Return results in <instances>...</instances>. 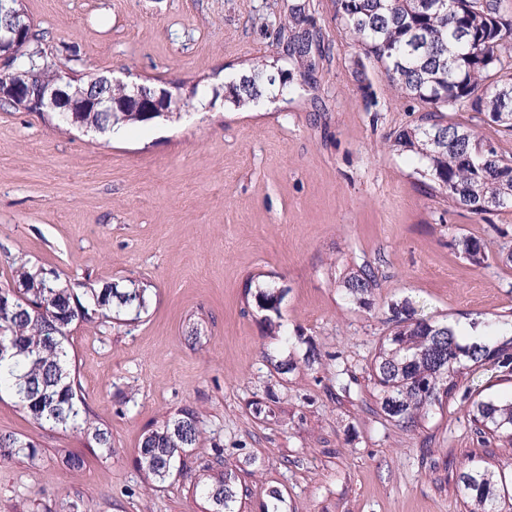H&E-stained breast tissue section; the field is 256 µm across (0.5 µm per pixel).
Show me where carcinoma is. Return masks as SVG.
Returning <instances> with one entry per match:
<instances>
[{
	"mask_svg": "<svg viewBox=\"0 0 512 512\" xmlns=\"http://www.w3.org/2000/svg\"><path fill=\"white\" fill-rule=\"evenodd\" d=\"M305 6L289 7L288 23L276 33L282 54L313 70L317 35L303 28ZM336 19L353 46L380 63L392 83L408 97L427 107L421 122L400 131L395 146L425 162L438 189L453 205L473 215L512 207V156L501 154L475 130L452 121L451 112L474 111L512 131V21L503 19L493 0H336ZM12 70L0 73V84H49L66 73L41 47V36L27 25L23 40L13 50ZM275 77L254 68L227 86L228 98L238 107L255 102L260 85ZM116 110L95 112L85 105L68 113L66 125L112 131L130 123L168 119L169 112H137L124 105L123 91L111 86ZM475 158L471 165L462 157ZM455 246L473 264L485 260L483 244L462 237ZM17 287H0V337L6 349L0 357V390L13 395L34 420L63 431L76 430L112 452L109 431L95 424L69 364L68 329L94 319L136 322L146 309L148 285L129 279L123 285L86 287V302L75 297L59 277L37 278L16 271ZM352 302L367 306L377 287L375 269L365 265L341 281ZM259 306L270 312L269 324L280 317L283 291L261 288ZM390 333L381 342L371 365L381 410L389 418L414 427L430 409L455 395L473 368L494 361L512 365V337L492 348L463 345L457 328L433 321L408 300L387 305ZM473 421L478 432L512 443V400H474ZM199 437L195 413L184 409L147 431L137 448L136 464L149 477L164 482L185 476L177 466ZM37 450L10 434L0 435V463ZM206 467L190 481L210 505V512H239L236 476ZM458 481L470 495L472 512H494L497 485L487 470L471 469Z\"/></svg>",
	"mask_w": 512,
	"mask_h": 512,
	"instance_id": "cac0c4a2",
	"label": "carcinoma"
}]
</instances>
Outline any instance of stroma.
<instances>
[{"label": "stroma", "mask_w": 512, "mask_h": 512, "mask_svg": "<svg viewBox=\"0 0 512 512\" xmlns=\"http://www.w3.org/2000/svg\"><path fill=\"white\" fill-rule=\"evenodd\" d=\"M296 1L321 39L309 73L274 41ZM23 8L72 76L198 96L173 120L106 136L0 106V286L21 265L78 294L87 282L149 286L134 325L98 320L69 332L71 363L111 453L0 394V434L37 449L0 464V512H206L188 480L161 484L135 463L145 431L185 408L200 427L185 470L223 460L238 476L240 512H263L272 488L281 512H470L458 482L468 467L493 472L495 512H512V450L477 434L469 416L471 400L512 398V370L477 368L471 400H445L411 428L381 411L369 375L388 302L411 300L461 327L512 325V209L455 208L432 190L424 162L396 149L425 108L380 64L360 60L333 0ZM258 64L286 78V93L228 104L226 86ZM466 234L481 240L483 265L455 249ZM365 264L378 286L361 306L340 281ZM267 287L285 292L290 344L253 299ZM311 346L322 354L313 365L303 360ZM284 359L295 366L281 373L273 363ZM256 399L273 419L255 412ZM71 453L81 470L67 467Z\"/></svg>", "instance_id": "stroma-1"}]
</instances>
